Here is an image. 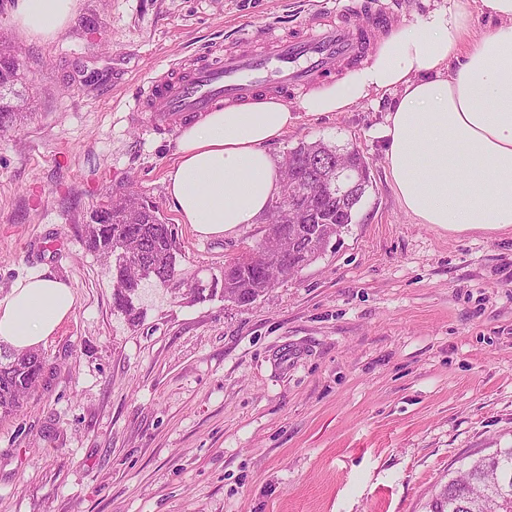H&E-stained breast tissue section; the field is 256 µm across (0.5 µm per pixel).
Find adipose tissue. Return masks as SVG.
<instances>
[{"label": "adipose tissue", "mask_w": 512, "mask_h": 512, "mask_svg": "<svg viewBox=\"0 0 512 512\" xmlns=\"http://www.w3.org/2000/svg\"><path fill=\"white\" fill-rule=\"evenodd\" d=\"M74 5L16 0L13 16L30 34L49 38ZM475 8L490 20L477 38L470 28ZM380 92L395 97L380 135L405 211L446 228L512 227V0H448L392 33L364 68L305 96L299 112H346ZM296 114L263 97L184 127L166 180L182 223L221 236L266 213L282 190L267 146ZM74 304L63 281L40 274L18 280L0 297V343L37 348Z\"/></svg>", "instance_id": "1"}]
</instances>
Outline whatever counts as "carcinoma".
Returning <instances> with one entry per match:
<instances>
[{
	"mask_svg": "<svg viewBox=\"0 0 512 512\" xmlns=\"http://www.w3.org/2000/svg\"><path fill=\"white\" fill-rule=\"evenodd\" d=\"M24 84L17 60L0 63V130L14 125L27 109L14 102L25 97L19 86ZM349 163L355 172L364 173V181L355 189V200L348 202L329 193L323 180L336 164ZM283 189L271 208L279 214L270 216V223L288 245V278L310 264L329 247L333 237L353 223L360 198L370 185L369 164L360 151L349 158L336 156L324 142L302 143L288 151L283 164ZM301 197L299 206L288 209V193ZM84 244L91 253L105 254L114 244H123L140 255V261L129 262L119 256L112 265L115 292L113 303L129 320L137 319L131 296L144 280L153 279L166 285L171 274L178 271V244L169 224L161 217L158 205L131 192H114L89 213L84 224ZM276 269L258 263L244 264L235 258L224 265L221 278L213 281L208 294L245 306L271 287ZM46 361L37 350L21 352L14 363L0 362V416L11 415L23 407L44 375ZM432 512H512V448L498 458L482 456L473 460L467 470L442 486L431 504Z\"/></svg>",
	"mask_w": 512,
	"mask_h": 512,
	"instance_id": "1",
	"label": "carcinoma"
}]
</instances>
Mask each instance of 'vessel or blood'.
Returning <instances> with one entry per match:
<instances>
[{
  "mask_svg": "<svg viewBox=\"0 0 512 512\" xmlns=\"http://www.w3.org/2000/svg\"><path fill=\"white\" fill-rule=\"evenodd\" d=\"M395 20L391 9L362 0L338 19L310 18L298 35L272 37L247 52L203 53L192 68L173 67L148 78L133 96L134 109L170 129L261 93L307 89L337 67L362 61L377 32Z\"/></svg>",
  "mask_w": 512,
  "mask_h": 512,
  "instance_id": "b4317fda",
  "label": "vessel or blood"
}]
</instances>
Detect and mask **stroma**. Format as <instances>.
Here are the masks:
<instances>
[{
  "mask_svg": "<svg viewBox=\"0 0 512 512\" xmlns=\"http://www.w3.org/2000/svg\"><path fill=\"white\" fill-rule=\"evenodd\" d=\"M348 0H76L44 40L0 0L33 112L0 134V297L32 273L75 307L46 372L0 419V512H430L475 458L512 448V227L444 228L401 206L380 129L392 94L300 114L270 145L356 147L371 186L327 251L247 306L153 281L113 304L87 212L132 189L210 287L266 217L203 238L166 191L178 130L133 111L155 73L239 31L294 35Z\"/></svg>",
  "mask_w": 512,
  "mask_h": 512,
  "instance_id": "1",
  "label": "stroma"
}]
</instances>
